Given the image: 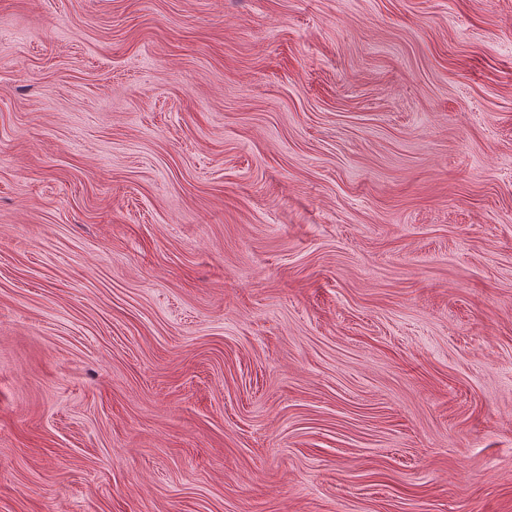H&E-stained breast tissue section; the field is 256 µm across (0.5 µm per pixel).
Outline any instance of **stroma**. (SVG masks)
Wrapping results in <instances>:
<instances>
[{"label":"stroma","instance_id":"35a3bbf8","mask_svg":"<svg viewBox=\"0 0 512 512\" xmlns=\"http://www.w3.org/2000/svg\"><path fill=\"white\" fill-rule=\"evenodd\" d=\"M0 512H512V0H0Z\"/></svg>","mask_w":512,"mask_h":512}]
</instances>
